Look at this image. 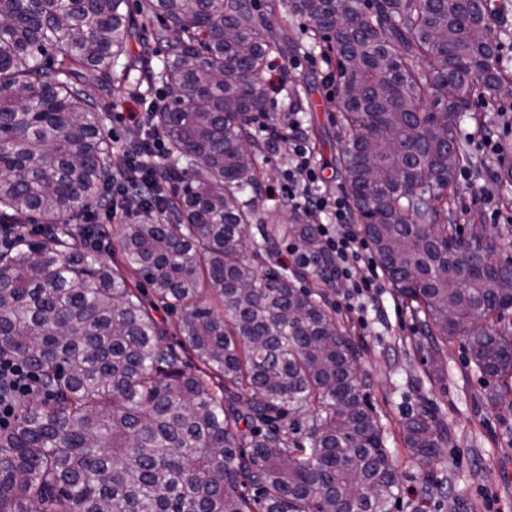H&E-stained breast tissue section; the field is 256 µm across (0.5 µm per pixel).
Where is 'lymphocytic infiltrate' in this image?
Instances as JSON below:
<instances>
[{"label":"lymphocytic infiltrate","mask_w":512,"mask_h":512,"mask_svg":"<svg viewBox=\"0 0 512 512\" xmlns=\"http://www.w3.org/2000/svg\"><path fill=\"white\" fill-rule=\"evenodd\" d=\"M254 119L268 140H287L291 151L285 188L288 201L316 225L336 278L348 287L349 304L364 306L381 293L383 285L376 276L361 274L363 265L371 261L369 246L352 223L345 199L323 192V170L314 161L313 149L296 120L284 125L265 112L255 114ZM36 392V380L26 364L16 356L0 354V427L14 417L19 400Z\"/></svg>","instance_id":"obj_1"}]
</instances>
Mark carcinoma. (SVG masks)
<instances>
[{"mask_svg":"<svg viewBox=\"0 0 512 512\" xmlns=\"http://www.w3.org/2000/svg\"><path fill=\"white\" fill-rule=\"evenodd\" d=\"M291 9L336 55L353 220L423 316L430 362L460 339L495 381L489 398L507 399L512 331L497 324L512 263L491 236L458 238L448 206L461 118L512 82L491 0ZM265 18L248 0H0V353L41 386L0 428V512H393L399 463L354 342L262 268L275 254L252 225V117L266 111L265 60L283 51ZM133 71L168 92L126 144L143 192L116 246L85 217L95 203L109 219L127 209L105 193L118 157L87 90L110 97ZM278 232L296 273L334 286L315 226L298 214ZM159 306L180 316L178 349ZM401 439L421 464L440 455L431 415L406 418Z\"/></svg>","mask_w":512,"mask_h":512,"instance_id":"cac0c4a2","label":"carcinoma"}]
</instances>
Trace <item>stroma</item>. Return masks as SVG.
<instances>
[{"mask_svg": "<svg viewBox=\"0 0 512 512\" xmlns=\"http://www.w3.org/2000/svg\"><path fill=\"white\" fill-rule=\"evenodd\" d=\"M274 30L288 35L293 46L288 54H271L262 71L270 89L266 110L278 118L298 111L315 160L324 169L328 188L342 194L337 164L344 139L337 110L335 60L312 46L307 22L280 4ZM98 102L106 131L119 142L138 135V119L146 109L144 99L124 93L112 98L90 89ZM512 111V97L488 96L466 114L458 133L470 158L456 172L459 194L452 205L457 233L468 237L474 225L509 242L503 258H512V186L488 179V170L512 167V140H503L500 156L477 150V141L501 126L504 112ZM264 176L257 190V219L272 237L270 245L279 258H287L288 242L276 230L292 214L284 201L288 168L287 143L257 139ZM346 291L323 289L321 298L334 309L358 348L359 374L379 422L387 446L399 461L401 497L394 512H478L484 496L494 500L493 512H512V405L491 404L489 382L473 371L468 351L453 342L441 350L440 371H433L426 354L420 353V320L393 288H384L365 315L367 329L357 326L356 314L346 310ZM434 413L445 443L438 458L421 465L414 462L400 441L402 422L409 416ZM444 481L441 493L428 496L429 479Z\"/></svg>", "mask_w": 512, "mask_h": 512, "instance_id": "obj_1", "label": "stroma"}]
</instances>
